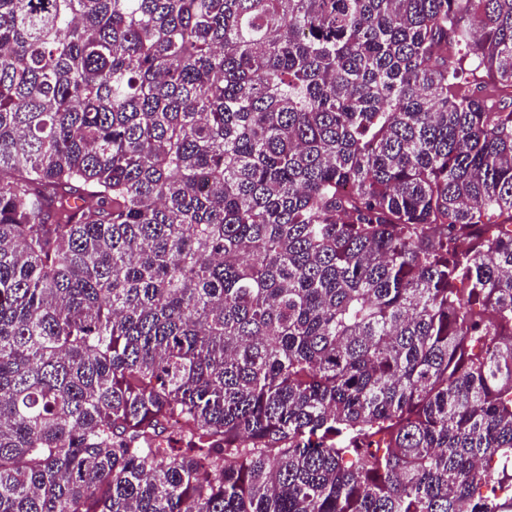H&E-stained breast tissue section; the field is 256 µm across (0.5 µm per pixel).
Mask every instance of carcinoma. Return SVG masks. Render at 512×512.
Masks as SVG:
<instances>
[{
	"mask_svg": "<svg viewBox=\"0 0 512 512\" xmlns=\"http://www.w3.org/2000/svg\"><path fill=\"white\" fill-rule=\"evenodd\" d=\"M512 0H0V512H509Z\"/></svg>",
	"mask_w": 512,
	"mask_h": 512,
	"instance_id": "carcinoma-1",
	"label": "carcinoma"
}]
</instances>
